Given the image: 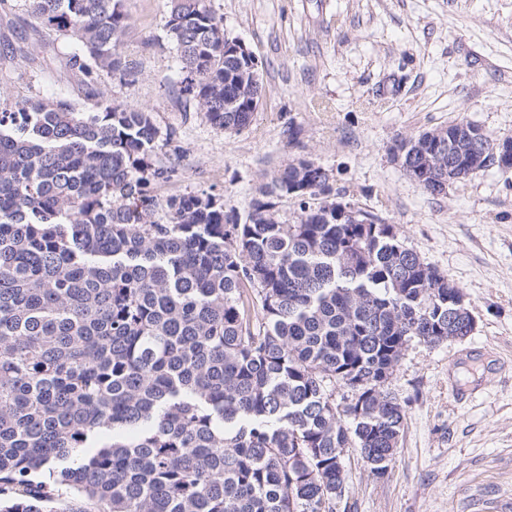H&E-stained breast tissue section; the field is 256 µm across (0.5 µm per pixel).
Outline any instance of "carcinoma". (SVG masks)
I'll return each instance as SVG.
<instances>
[{
  "instance_id": "cac0c4a2",
  "label": "carcinoma",
  "mask_w": 512,
  "mask_h": 512,
  "mask_svg": "<svg viewBox=\"0 0 512 512\" xmlns=\"http://www.w3.org/2000/svg\"><path fill=\"white\" fill-rule=\"evenodd\" d=\"M21 2L33 31L79 44L72 73L135 77L124 0ZM165 28L185 105L249 125L260 70L205 0H168ZM466 126L443 129L426 191L461 162ZM430 135L392 151L415 171ZM174 140L102 98L0 105V512H70L65 497L94 512H336L346 449L387 473L408 342L467 336L463 289L394 225L337 220L321 165L288 163L242 223L213 194H154L178 173Z\"/></svg>"
}]
</instances>
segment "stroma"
Masks as SVG:
<instances>
[{
  "mask_svg": "<svg viewBox=\"0 0 512 512\" xmlns=\"http://www.w3.org/2000/svg\"><path fill=\"white\" fill-rule=\"evenodd\" d=\"M260 63L263 100L238 132L183 108L167 0H126L121 51L134 80L72 75L77 47L33 32L22 6L0 12V49L37 43L25 73L0 70V103L33 95L84 105L92 93L150 110L175 129L176 177L159 197L208 192L247 217L259 189L307 156L343 202L395 225L407 248L463 288L476 323L461 340L408 342L391 378L405 411L384 477L347 451L336 512H512V170L427 193L394 163L395 139L465 119L512 136V0H207ZM298 134L290 143L289 131Z\"/></svg>",
  "mask_w": 512,
  "mask_h": 512,
  "instance_id": "obj_1",
  "label": "stroma"
}]
</instances>
